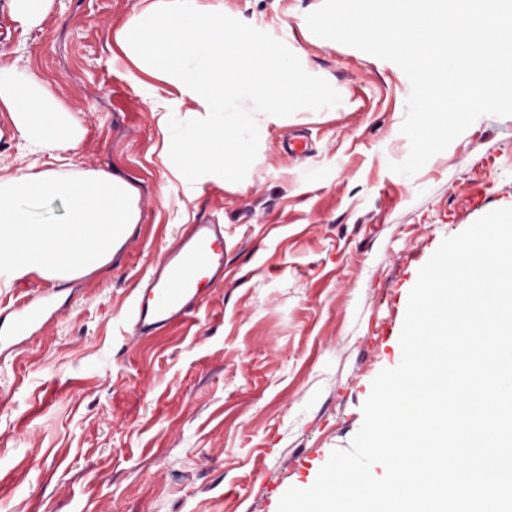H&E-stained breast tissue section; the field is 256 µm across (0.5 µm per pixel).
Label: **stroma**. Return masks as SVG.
<instances>
[{
    "label": "stroma",
    "instance_id": "obj_1",
    "mask_svg": "<svg viewBox=\"0 0 512 512\" xmlns=\"http://www.w3.org/2000/svg\"><path fill=\"white\" fill-rule=\"evenodd\" d=\"M150 0H52L26 29L0 0V62L77 118L67 173L139 190L141 222L104 268L58 283L62 314L0 348V512H278L349 448L379 372L399 365L409 293L443 239L512 207V116L479 117L412 177L390 171L411 85L399 66L314 35L322 0H224L329 98L258 130L224 180L187 196L157 105L189 102L113 35ZM303 135L306 152L284 150ZM10 113L0 168L30 172ZM224 227V280L162 336H130L139 280L187 225Z\"/></svg>",
    "mask_w": 512,
    "mask_h": 512
}]
</instances>
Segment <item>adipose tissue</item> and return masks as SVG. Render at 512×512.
Returning a JSON list of instances; mask_svg holds the SVG:
<instances>
[{
	"instance_id": "1",
	"label": "adipose tissue",
	"mask_w": 512,
	"mask_h": 512,
	"mask_svg": "<svg viewBox=\"0 0 512 512\" xmlns=\"http://www.w3.org/2000/svg\"><path fill=\"white\" fill-rule=\"evenodd\" d=\"M114 39L137 67L192 103L188 128L162 148L173 178L191 191L238 168L225 152L228 133L241 149L249 147L237 132L243 119L229 114L228 103H251L264 123L278 125L293 104L321 101L287 56L273 55L268 42L248 39L228 23L224 0H155ZM0 112L11 114L23 150L51 161L35 172L0 176V288L32 274L67 281L110 263L129 226L141 219L137 187L104 171L67 176L58 170L81 130L38 76H19L0 63ZM51 200L63 202V223L35 218L33 207Z\"/></svg>"
}]
</instances>
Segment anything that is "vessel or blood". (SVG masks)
Instances as JSON below:
<instances>
[{
	"label": "vessel or blood",
	"mask_w": 512,
	"mask_h": 512,
	"mask_svg": "<svg viewBox=\"0 0 512 512\" xmlns=\"http://www.w3.org/2000/svg\"><path fill=\"white\" fill-rule=\"evenodd\" d=\"M224 279V227L192 225L189 234L166 247L143 276L128 321L136 337L181 327L210 286ZM55 298L45 294L33 304L0 313V345L17 343L39 331L55 315Z\"/></svg>",
	"instance_id": "obj_1"
}]
</instances>
